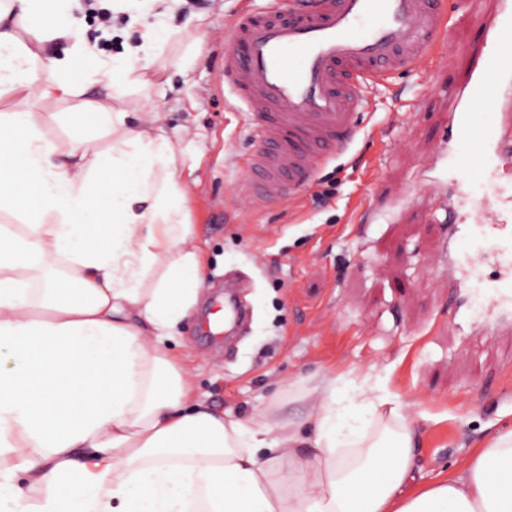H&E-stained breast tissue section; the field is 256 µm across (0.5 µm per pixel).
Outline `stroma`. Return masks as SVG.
Masks as SVG:
<instances>
[{
	"label": "stroma",
	"instance_id": "obj_1",
	"mask_svg": "<svg viewBox=\"0 0 512 512\" xmlns=\"http://www.w3.org/2000/svg\"><path fill=\"white\" fill-rule=\"evenodd\" d=\"M263 0H189L167 17L180 30L146 107L167 113L168 129L189 128L201 151L191 221L208 260V282L193 317L169 343L194 378L196 394L239 417L264 411L304 422L307 392L336 379L345 413L362 385L388 388L407 406L418 434L423 482L512 426V316L475 298L479 280L507 276L486 249L478 276L457 264L452 224H475L486 202L512 204V163L457 186L440 148L452 146L451 87L479 65L481 32L494 0H445L451 49L424 73H399L372 91L354 145L322 163L296 202L261 210L241 199V166L253 148L248 115L224 95V26ZM154 22L146 0H119L111 22L81 13L79 28L107 58L123 52L131 18ZM207 36L186 70L174 64L198 26ZM433 181L450 207L424 190ZM243 284L245 333L205 341L201 316L225 278Z\"/></svg>",
	"mask_w": 512,
	"mask_h": 512
}]
</instances>
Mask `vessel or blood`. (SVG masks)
Instances as JSON below:
<instances>
[{
    "label": "vessel or blood",
    "instance_id": "obj_1",
    "mask_svg": "<svg viewBox=\"0 0 512 512\" xmlns=\"http://www.w3.org/2000/svg\"><path fill=\"white\" fill-rule=\"evenodd\" d=\"M445 25L443 0H269L266 10L237 13L221 69L258 132L244 166L248 206L295 200L320 162L352 145L356 119L370 107L369 85L422 67ZM483 40L480 68L450 92L465 179L512 155V114L495 109L512 90V0H498ZM481 229L512 264V224L490 207ZM450 231L461 244L459 262L477 267L470 225Z\"/></svg>",
    "mask_w": 512,
    "mask_h": 512
}]
</instances>
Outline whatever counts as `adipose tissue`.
Segmentation results:
<instances>
[{
    "label": "adipose tissue",
    "instance_id": "adipose-tissue-1",
    "mask_svg": "<svg viewBox=\"0 0 512 512\" xmlns=\"http://www.w3.org/2000/svg\"><path fill=\"white\" fill-rule=\"evenodd\" d=\"M74 8L0 0V98L83 106L0 113V512H512V428L419 488L411 417L387 389L359 390L345 433L332 378L309 390L305 431L197 397L166 346L205 280L193 178L166 113L123 93L152 87L179 32L147 24L77 78L72 58L95 46ZM63 37L68 56L48 55Z\"/></svg>",
    "mask_w": 512,
    "mask_h": 512
}]
</instances>
